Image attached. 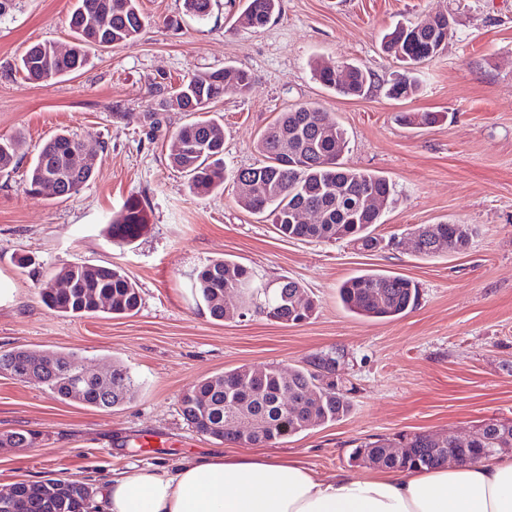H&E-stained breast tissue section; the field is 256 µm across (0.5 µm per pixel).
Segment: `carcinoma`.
Returning a JSON list of instances; mask_svg holds the SVG:
<instances>
[{
    "instance_id": "cac0c4a2",
    "label": "carcinoma",
    "mask_w": 512,
    "mask_h": 512,
    "mask_svg": "<svg viewBox=\"0 0 512 512\" xmlns=\"http://www.w3.org/2000/svg\"><path fill=\"white\" fill-rule=\"evenodd\" d=\"M185 12L199 19L210 15L212 0H183ZM279 7V0H246L236 19L244 28L266 26ZM106 20L95 26L90 19L97 13ZM448 21L436 20L426 25L399 24L382 38L385 53L405 63L410 69L437 56L442 50L441 28ZM144 26L138 0H76L69 16L73 33L70 53L66 57L49 54L48 43L29 47L19 59V70L25 79L46 82L81 70L93 49L118 45L137 37ZM347 79L339 84L334 71L320 64L315 75L322 85L348 97H359L370 84L371 72L361 66L347 64ZM251 76L232 66L222 70L196 72L176 86H155L153 99L146 110L129 112L116 107L112 118L136 122L154 131L160 128L164 114L189 112L195 118L171 134L180 148L169 155L173 168L185 174L193 196L203 198L224 186V126L210 115L211 104L224 94L246 93ZM419 88L413 76L401 75L389 87L394 98H410ZM400 120L407 125H432L439 121L435 112L403 113ZM21 141L0 138V172L17 164ZM348 146L345 129L334 125L324 128L316 107L301 106L282 112L269 124L257 142L264 157L259 167L241 168L233 172L234 182L248 180L253 192L238 198V204L252 214L272 219L276 232L301 241H347L363 250L377 248L373 226L381 215L358 206L362 194H375L391 200L390 181L378 174L345 166L343 154ZM81 149L93 156L104 150L76 135H55L38 151L30 166L26 190L51 198L67 196L66 188L82 187L93 174L92 167L70 170L65 155ZM314 208L322 213L319 224H299L296 213ZM145 223L144 210L133 200L124 204L112 219L108 233L114 239L131 242ZM475 227L471 224H428L413 229L421 256H436L434 239L448 242V251L460 252L469 246ZM70 284L66 292L55 293L39 288L42 302L51 309L71 317L95 315L106 309L115 316L135 314L140 294L135 283L119 267L94 264L64 265L53 274ZM191 289L207 307L210 316L222 321L224 296L241 291L248 295L244 314L262 315L282 324H298L315 313V303L299 311L292 298L304 291L300 282L291 278L262 281L248 268L231 260H212L191 276ZM342 307L368 318H393L413 309L419 290L410 279L396 274L365 272L349 278L337 291ZM339 352L317 354L306 365L296 368L283 379L276 366L254 370L242 365L220 375L197 382L180 398L181 413L200 433L212 438L235 442L236 436L224 432V420L233 414H244L254 421L252 444L264 445L295 436L325 423L342 420L352 410L353 388L339 381L334 386L323 384L322 376L336 367ZM72 355L43 354L17 349L0 355V371L18 369L28 375L27 382L38 384L63 401L75 400L83 405L107 410L129 402L135 393V382L126 367L112 369V383L88 381L76 385L69 372ZM302 400L306 410L293 411ZM40 434L13 432L0 436L17 448H32ZM401 449L397 456L391 448ZM512 448V420L488 422L478 426L463 445H457L448 434L428 433L401 435L394 441L378 438L361 443L352 452V461L402 471L421 470L452 457L459 463H477ZM0 512H92L91 492L79 481L48 479L14 486L12 498L0 501Z\"/></svg>"
}]
</instances>
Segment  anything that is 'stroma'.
<instances>
[{
  "label": "stroma",
  "mask_w": 512,
  "mask_h": 512,
  "mask_svg": "<svg viewBox=\"0 0 512 512\" xmlns=\"http://www.w3.org/2000/svg\"><path fill=\"white\" fill-rule=\"evenodd\" d=\"M73 2L15 0L0 17V137L22 143L16 169L0 173V354L70 353L102 374L119 363L135 394L100 410L0 372V434L40 435L32 448L0 446V492L47 479L95 492L113 469L221 453L228 442L199 434L181 414L193 383L241 365L299 368L333 351L343 354L354 387L351 412L251 453L295 457L329 477L351 469L354 447L369 438L464 435L512 420V0H280L257 31L235 23L245 0H216L203 20L183 0H140L137 38L92 54L80 72L28 82L18 57L35 43L71 45ZM436 13L451 18L443 50L417 69L414 97L389 98L400 65L382 52L383 33ZM324 60L369 69L368 92L345 97L321 85L313 65ZM227 65L249 72L252 84L213 105L224 122L226 169L261 163L257 140L279 113L320 108L347 132V166L393 185L394 202L375 230L380 248L280 237L236 203L229 181L193 197L168 161L170 135L188 123L186 113H166L154 132L112 120L113 104L142 111L155 84ZM404 112L443 119L408 127L399 121ZM66 130L104 144L91 179L64 201L26 192L38 148ZM134 199L146 213L139 236L112 241L108 225ZM423 224H471L476 234L464 251L425 259L408 243ZM224 258L266 280L299 281L315 315L295 325L213 320L190 275ZM65 264L121 266L139 289L138 312L75 318L48 308L38 289ZM365 270L413 280L418 306L390 319L345 311L336 290ZM144 433L163 436L166 447L139 452Z\"/></svg>",
  "instance_id": "35a3bbf8"
}]
</instances>
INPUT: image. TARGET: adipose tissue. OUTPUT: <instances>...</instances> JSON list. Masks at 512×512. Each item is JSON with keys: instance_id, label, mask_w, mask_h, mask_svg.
<instances>
[{"instance_id": "ef3b65f1", "label": "adipose tissue", "mask_w": 512, "mask_h": 512, "mask_svg": "<svg viewBox=\"0 0 512 512\" xmlns=\"http://www.w3.org/2000/svg\"><path fill=\"white\" fill-rule=\"evenodd\" d=\"M98 504L100 512H512V456L326 478L294 458L232 450L113 472Z\"/></svg>"}]
</instances>
